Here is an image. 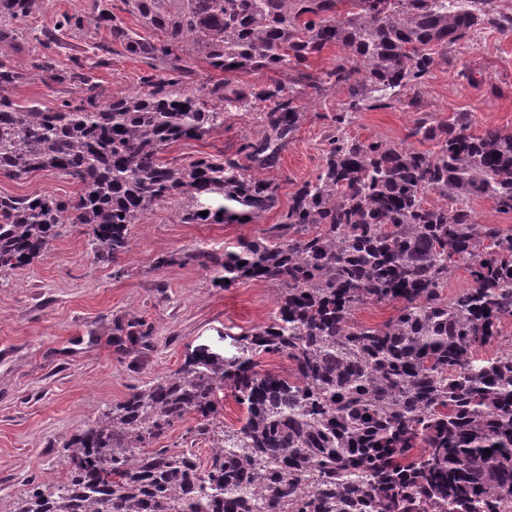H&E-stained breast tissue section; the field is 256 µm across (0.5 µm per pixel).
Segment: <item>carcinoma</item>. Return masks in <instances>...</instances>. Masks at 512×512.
<instances>
[{
	"label": "carcinoma",
	"mask_w": 512,
	"mask_h": 512,
	"mask_svg": "<svg viewBox=\"0 0 512 512\" xmlns=\"http://www.w3.org/2000/svg\"><path fill=\"white\" fill-rule=\"evenodd\" d=\"M45 0H0V175L51 171L79 185L72 198L0 195V277L47 252L65 224L91 227L100 262L128 252L130 230L178 197V224H222L228 207L252 221L276 206L278 185L202 157L165 161L174 143L224 125L231 110L259 113L264 135L239 153L264 167L296 131L304 89L346 91L332 116L316 175L301 183L267 234L226 255L190 257L213 286L246 278L277 287V308L228 355L199 346L180 368L111 405L67 445L69 466L30 482L7 512H493L512 489V350L487 359L512 319V228L475 221L470 202L512 212V131H472L473 114L417 117L408 137L362 140L347 128L364 110L419 95L448 45L487 27L512 31L491 0H121L161 31L152 42L129 28L111 0L61 15L42 31L35 68L80 95L54 110L21 106L7 90L29 78L17 64V25ZM345 3L347 8L338 10ZM104 29L150 72L130 94L105 97L86 60L58 67L61 35ZM343 52L322 71L311 60ZM200 59L222 80L190 81ZM270 72L264 85L229 73ZM435 192L446 203L427 207ZM207 215H201V212ZM465 267L471 286L444 296ZM396 302L379 327L353 319L369 303ZM284 355L292 374L258 370ZM230 389L244 415L229 428L215 400ZM192 415L193 448H153ZM491 454H484V450Z\"/></svg>",
	"instance_id": "cac0c4a2"
}]
</instances>
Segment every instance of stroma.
I'll list each match as a JSON object with an SVG mask.
<instances>
[{
    "mask_svg": "<svg viewBox=\"0 0 512 512\" xmlns=\"http://www.w3.org/2000/svg\"><path fill=\"white\" fill-rule=\"evenodd\" d=\"M145 66L140 58L112 55L92 71L106 93L138 90ZM73 85L31 77L10 90L20 105L57 108L76 96ZM346 94L331 90L304 95L301 123L277 163L261 172L279 186L278 205L246 224H178L170 206L148 211L131 229L132 246L117 263H101L90 252V229L67 224L47 253L0 281V512L30 481H49L66 470L65 446L74 434L133 388L155 376L173 374L188 349L229 348L233 336L269 320L276 310L270 284L242 279L213 287L211 272L190 262L199 251H239L241 243L263 237L288 207L291 194L319 166L331 116ZM475 116L474 132L512 129V32L484 29L449 46L438 60L415 105L397 103L362 112L351 135L406 139L418 113ZM261 126L252 112L231 111L222 128L185 139L164 153L167 161H242L244 139ZM70 177L39 172L15 179L0 175V194L75 196ZM169 257L170 263L157 261ZM139 317L152 336H120L115 325Z\"/></svg>",
    "mask_w": 512,
    "mask_h": 512,
    "instance_id": "35a3bbf8",
    "label": "stroma"
}]
</instances>
